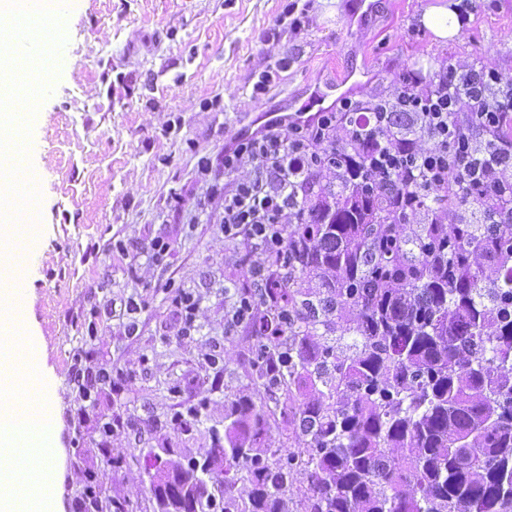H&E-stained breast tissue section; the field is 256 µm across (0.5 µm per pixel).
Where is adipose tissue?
<instances>
[{"instance_id": "1", "label": "adipose tissue", "mask_w": 512, "mask_h": 512, "mask_svg": "<svg viewBox=\"0 0 512 512\" xmlns=\"http://www.w3.org/2000/svg\"><path fill=\"white\" fill-rule=\"evenodd\" d=\"M28 350L0 365V512H53L60 474L53 467L60 424L41 385L26 382Z\"/></svg>"}]
</instances>
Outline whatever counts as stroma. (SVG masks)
Instances as JSON below:
<instances>
[{"label":"stroma","mask_w":512,"mask_h":512,"mask_svg":"<svg viewBox=\"0 0 512 512\" xmlns=\"http://www.w3.org/2000/svg\"><path fill=\"white\" fill-rule=\"evenodd\" d=\"M438 2L375 0L359 23L352 0H313L308 23L294 32L281 22L289 0H72L53 90L32 120L41 202L21 222L35 239L19 244L4 271L20 296L22 334L37 350L28 377L48 380L60 418L59 512H75L91 477L103 512L119 504L157 512L151 463L184 464L211 448L235 396L274 412L251 382L250 330H224L231 286L245 281V245L225 240L222 201L209 199L198 160L223 156L258 113L296 111L336 78L341 99L451 60L512 73V0H478L444 43L419 22ZM281 58L287 68L253 96L255 73ZM175 118L180 128L165 130ZM157 237L173 244L164 267L144 256ZM119 240L127 253L115 250ZM169 279L201 300V328L191 335L174 326ZM131 299L142 307L133 319L124 310ZM91 318L92 336L84 326ZM77 356L84 368L119 376L88 405L71 379ZM193 405L197 419L171 424ZM103 421L112 424L106 443Z\"/></svg>","instance_id":"1"}]
</instances>
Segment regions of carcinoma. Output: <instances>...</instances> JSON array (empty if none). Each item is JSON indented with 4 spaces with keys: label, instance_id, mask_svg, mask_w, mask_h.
<instances>
[{
    "label": "carcinoma",
    "instance_id": "1",
    "mask_svg": "<svg viewBox=\"0 0 512 512\" xmlns=\"http://www.w3.org/2000/svg\"><path fill=\"white\" fill-rule=\"evenodd\" d=\"M389 184L288 227L253 367L301 449L231 401L180 466L224 476L221 512H512V224H398ZM465 203L451 179L427 210Z\"/></svg>",
    "mask_w": 512,
    "mask_h": 512
}]
</instances>
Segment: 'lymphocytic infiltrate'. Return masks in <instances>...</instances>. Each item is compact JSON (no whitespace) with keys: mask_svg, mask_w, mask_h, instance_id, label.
Here are the masks:
<instances>
[{"mask_svg":"<svg viewBox=\"0 0 512 512\" xmlns=\"http://www.w3.org/2000/svg\"><path fill=\"white\" fill-rule=\"evenodd\" d=\"M403 115L421 135L398 133L395 115ZM512 76L479 64L456 63L434 75L400 74L391 87L359 99H342L334 108L306 119L238 134L224 147L221 168L200 158L197 174L211 196L222 198L224 235L247 246V289L238 292L227 313L228 331L246 326L261 332L256 310L269 294L273 276L288 273L285 229L297 223L317 178L328 183L356 181L361 191L381 192L389 179L418 187V195L396 199L400 223L422 212L420 196L435 195L451 177H459L473 199L512 198ZM365 141L368 150L354 158L344 145ZM235 175L233 184L221 174Z\"/></svg>","mask_w":512,"mask_h":512,"instance_id":"lymphocytic-infiltrate-1","label":"lymphocytic infiltrate"}]
</instances>
